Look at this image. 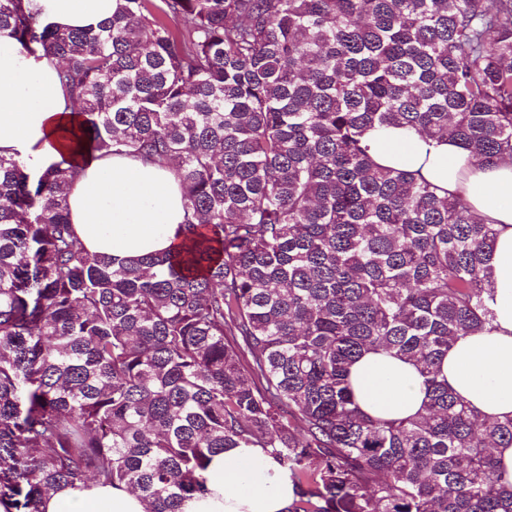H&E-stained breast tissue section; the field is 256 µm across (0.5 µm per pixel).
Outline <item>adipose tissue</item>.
<instances>
[{"instance_id": "adipose-tissue-1", "label": "adipose tissue", "mask_w": 512, "mask_h": 512, "mask_svg": "<svg viewBox=\"0 0 512 512\" xmlns=\"http://www.w3.org/2000/svg\"><path fill=\"white\" fill-rule=\"evenodd\" d=\"M118 0H30L44 23L85 29L111 17ZM79 120L59 77V63L43 51H21L0 31V155L22 161L37 178L69 160L81 172L66 186L70 220L85 247L119 258L168 251L183 221L179 182L170 168L126 155L98 157L72 150L63 137ZM367 143L385 166L417 171L441 192L462 195L472 213L494 225L489 262L494 319L457 338L437 369L438 380L463 397L482 418L512 417V158L482 163L456 140L437 142L401 128L372 131ZM356 400L374 417L406 418L422 412L423 378L410 362L377 352L362 356L350 375ZM209 494L186 512H284L293 492L257 448H234L215 457ZM43 512H146L137 493L94 486L61 488Z\"/></svg>"}]
</instances>
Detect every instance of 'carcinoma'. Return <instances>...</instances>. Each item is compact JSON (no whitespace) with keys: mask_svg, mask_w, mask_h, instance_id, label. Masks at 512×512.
<instances>
[{"mask_svg":"<svg viewBox=\"0 0 512 512\" xmlns=\"http://www.w3.org/2000/svg\"><path fill=\"white\" fill-rule=\"evenodd\" d=\"M0 30L62 60L81 145L173 169L184 210L175 249L119 262L70 222L77 167L0 156V512L91 486L185 512L230 448L284 512H512V417L436 376L494 319L495 229L363 141L512 157V0H120L96 29L0 0ZM368 351L419 367L424 412L361 410Z\"/></svg>","mask_w":512,"mask_h":512,"instance_id":"carcinoma-1","label":"carcinoma"}]
</instances>
